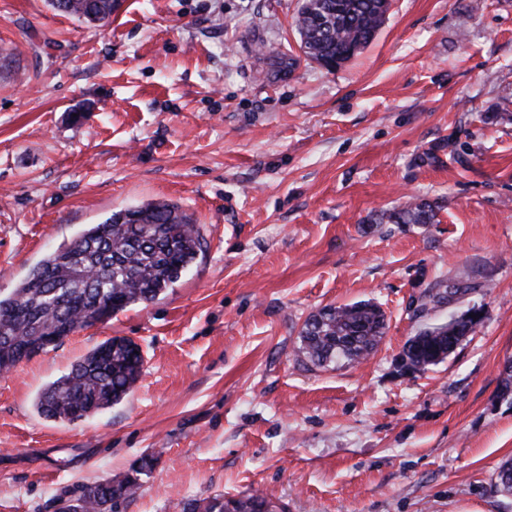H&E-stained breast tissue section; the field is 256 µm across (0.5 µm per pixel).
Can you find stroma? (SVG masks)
<instances>
[{
    "mask_svg": "<svg viewBox=\"0 0 512 512\" xmlns=\"http://www.w3.org/2000/svg\"><path fill=\"white\" fill-rule=\"evenodd\" d=\"M301 0H124L98 27L49 0H0V293L112 212L167 201L205 240L145 307L0 374V512L122 478L121 512L260 493L286 512H512V0H391L370 45L329 70L300 48ZM437 203L431 224H381ZM451 309L416 316L436 281ZM378 303L387 330L354 365L298 352L327 305ZM483 309L441 363L404 343ZM111 336L141 379L77 424L40 415L49 382ZM468 288H463L460 280H439L429 288L418 300L416 312L424 313L432 309L449 306L465 294Z\"/></svg>",
    "mask_w": 512,
    "mask_h": 512,
    "instance_id": "stroma-1",
    "label": "stroma"
}]
</instances>
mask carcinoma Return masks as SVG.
Here are the masks:
<instances>
[{
    "label": "carcinoma",
    "instance_id": "cac0c4a2",
    "mask_svg": "<svg viewBox=\"0 0 512 512\" xmlns=\"http://www.w3.org/2000/svg\"><path fill=\"white\" fill-rule=\"evenodd\" d=\"M65 14L112 16V0H65ZM387 0H303L296 28L306 57L322 64L346 62L375 38L386 18ZM437 205L421 201L392 211L395 224H432ZM200 230L180 206L168 202L113 212L33 266L10 294L0 295V374L78 329L104 323L132 307L146 306L174 287L202 251ZM467 292L461 281L439 280L418 300L416 312L449 306ZM475 322L464 316L428 325L410 337L400 368L421 372L444 360ZM386 318L376 303L361 300L328 305L310 314L299 332V352L312 365L355 364L378 348ZM144 367L141 347L112 336L76 361L38 394L45 418L74 423L127 398ZM157 457L147 455L121 479L98 478L82 488V512H118L141 487ZM496 491L512 495V459L500 464ZM277 505L260 494L222 495L188 502L184 512H273Z\"/></svg>",
    "mask_w": 512,
    "mask_h": 512
}]
</instances>
